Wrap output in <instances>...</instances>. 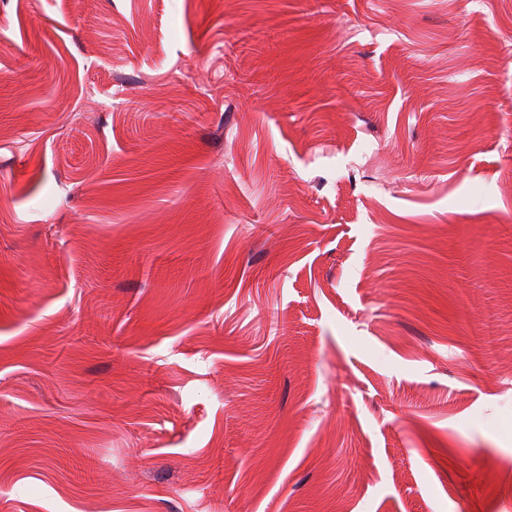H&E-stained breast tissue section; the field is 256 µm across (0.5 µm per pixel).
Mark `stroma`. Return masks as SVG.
<instances>
[{"label":"stroma","instance_id":"35a3bbf8","mask_svg":"<svg viewBox=\"0 0 512 512\" xmlns=\"http://www.w3.org/2000/svg\"><path fill=\"white\" fill-rule=\"evenodd\" d=\"M0 512H512V0H0Z\"/></svg>","mask_w":512,"mask_h":512}]
</instances>
